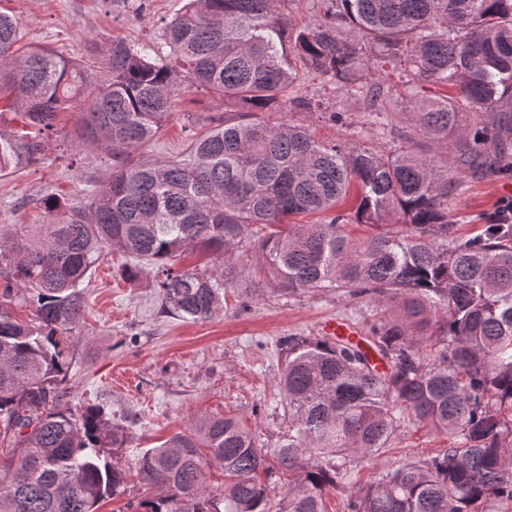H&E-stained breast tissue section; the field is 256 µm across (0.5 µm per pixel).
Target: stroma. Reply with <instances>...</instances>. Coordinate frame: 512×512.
Masks as SVG:
<instances>
[{"mask_svg": "<svg viewBox=\"0 0 512 512\" xmlns=\"http://www.w3.org/2000/svg\"><path fill=\"white\" fill-rule=\"evenodd\" d=\"M184 4L185 0H0V9L19 19L22 45L49 46L65 57L90 62L92 79L99 82L106 76L104 63L114 41L161 46L164 21L180 13ZM368 86L363 79L340 90L307 72L297 93L320 100L321 112L291 109L266 112L262 118L272 125L304 123L319 139L348 140L379 150L414 136L397 79L389 81L384 106L391 123L384 132L370 121ZM335 111L340 120H331ZM224 117L223 107L208 91H184L173 116L141 154L146 159L181 156L192 140ZM78 141L75 114H62L38 164L0 175L1 234L33 239L46 220L41 207L46 196L83 205L88 191L107 180L111 168L105 151L79 147ZM511 189V177L467 180L462 192L448 200L458 236L481 234L498 198ZM261 262L257 252L245 255L236 265V281L224 290L223 313L193 321L162 312L154 269H146L138 280H127L121 273L123 255L104 251L84 282L85 314L71 339L75 365L60 390V407L104 405L113 421L123 426L131 448L155 447L188 428L194 418L224 413L244 418L262 448L275 447L288 429V415L277 396L285 363L282 340L321 335L330 318L367 326L379 307L370 297L333 289L246 294L248 274ZM447 446L446 436L404 420L387 448L348 465L344 487L327 495L328 512H347V498L355 486Z\"/></svg>", "mask_w": 512, "mask_h": 512, "instance_id": "obj_1", "label": "stroma"}]
</instances>
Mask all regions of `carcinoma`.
Instances as JSON below:
<instances>
[{
    "instance_id": "1",
    "label": "carcinoma",
    "mask_w": 512,
    "mask_h": 512,
    "mask_svg": "<svg viewBox=\"0 0 512 512\" xmlns=\"http://www.w3.org/2000/svg\"><path fill=\"white\" fill-rule=\"evenodd\" d=\"M325 20L294 29L277 0H187L167 23L169 53L112 43L107 77L40 46L22 54L16 18L0 12V90L24 128H0V173L38 163L62 112L112 172L84 206L50 195L39 238L0 244V512H97L127 490L133 464L152 496L131 512H327L345 461L387 447L408 417L448 447L350 492L349 512H507L512 505V224L461 241L448 198L462 178L512 177V0H323ZM348 86L364 74L381 114L398 74L417 131L444 148L385 152L320 141L309 127L256 113L319 112L288 98L296 62ZM458 86L428 97L424 85ZM242 113L171 160L134 159L185 89ZM350 212H339L348 199ZM336 212L324 224L289 217ZM375 229L352 238L348 223ZM124 276L151 266L164 312L208 320L224 311L234 266L263 258L251 287L372 294L390 314L367 341L289 336L281 402L288 431L272 457L292 476L276 498L258 480L267 457L243 419L201 417L154 448L126 447L104 407L57 409L73 353L63 336L85 310L81 285L104 247ZM197 246L219 259L180 269ZM25 303L32 323L17 320ZM224 471L212 491L205 470Z\"/></svg>"
}]
</instances>
